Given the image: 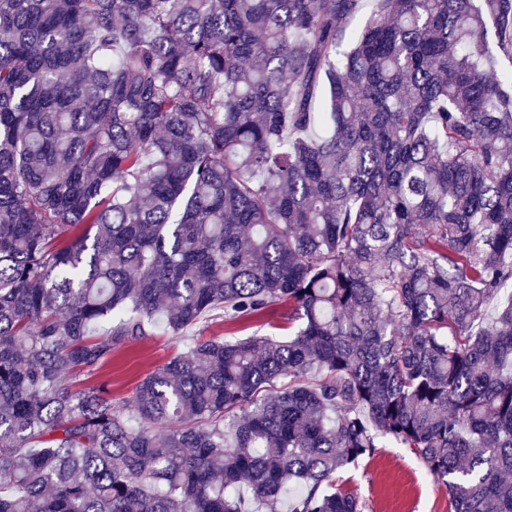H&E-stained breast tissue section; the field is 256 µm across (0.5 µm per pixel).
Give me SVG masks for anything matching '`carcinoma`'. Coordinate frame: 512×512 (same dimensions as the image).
Instances as JSON below:
<instances>
[{"label":"carcinoma","instance_id":"1","mask_svg":"<svg viewBox=\"0 0 512 512\" xmlns=\"http://www.w3.org/2000/svg\"><path fill=\"white\" fill-rule=\"evenodd\" d=\"M359 3L0 0V512H362L382 437L512 512V0ZM219 313L222 311L211 313L205 322L188 329L180 336L159 329L153 336L129 343L113 352L112 360L97 372L81 375L76 384L81 386L110 382L112 399L123 401L124 406L131 409L130 397L138 382L171 357L187 351L196 337L224 338L228 334L240 338L252 334L288 337L294 330L293 325L288 324V305L285 304L273 305L263 320L239 319L231 322L224 320Z\"/></svg>","mask_w":512,"mask_h":512}]
</instances>
